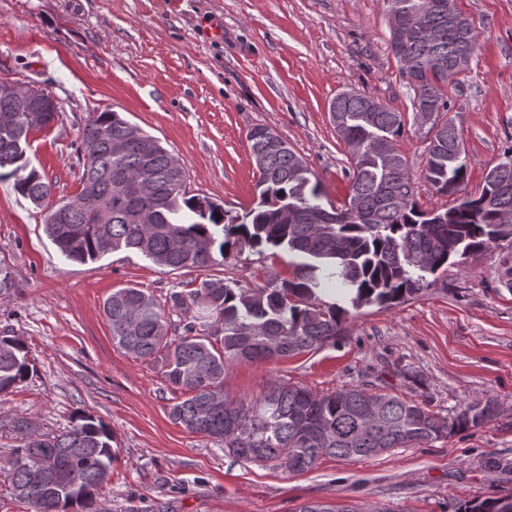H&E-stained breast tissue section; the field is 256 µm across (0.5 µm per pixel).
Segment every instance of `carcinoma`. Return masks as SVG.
Returning a JSON list of instances; mask_svg holds the SVG:
<instances>
[{
  "label": "carcinoma",
  "mask_w": 512,
  "mask_h": 512,
  "mask_svg": "<svg viewBox=\"0 0 512 512\" xmlns=\"http://www.w3.org/2000/svg\"><path fill=\"white\" fill-rule=\"evenodd\" d=\"M421 30L405 45L410 67L401 71L412 104L427 105L440 127L429 139L422 175L450 206L426 210L414 189L406 159L390 163L377 150L396 141L405 115L361 92L338 95L330 104L336 133L347 148L352 176L348 203L326 208L305 161L258 125L249 132L258 173V202L236 224L224 223V208L191 194L184 164L139 125L115 110L91 116L79 130L80 190L61 197L44 215V230L65 259L85 264L123 250L175 270L206 271L224 263L244 244L259 254L284 250L301 259L296 276L244 288L204 279L170 292L172 320L156 299L135 287L119 288L104 303L112 340L126 352L160 365L167 381L184 391L169 417L187 431L224 446L244 462L270 463L304 472L323 457L369 458L372 448H409L477 427L497 414L492 399L472 401L442 416L428 405L362 388L319 395L275 380L250 401L224 394V373L240 362H280L334 345L350 310L391 307L413 299L428 277L460 265L469 255L500 241L512 242V148L490 167L481 192L462 191L468 171L463 138L444 119L450 110L444 88L466 72L478 40L456 0H384ZM0 179L40 206L54 184L31 165L30 136L47 126L26 118L25 101L0 97ZM148 181L152 192L120 193L117 186ZM333 266L350 290V308L319 300L316 272ZM25 342L0 336V396L30 371ZM20 444L10 449L7 477L14 500L30 512H102L101 491L112 474V429L83 412L59 434L35 435L31 420L11 421ZM297 512H359L354 504L306 502ZM457 512H501L498 499L462 503Z\"/></svg>",
  "instance_id": "carcinoma-1"
}]
</instances>
